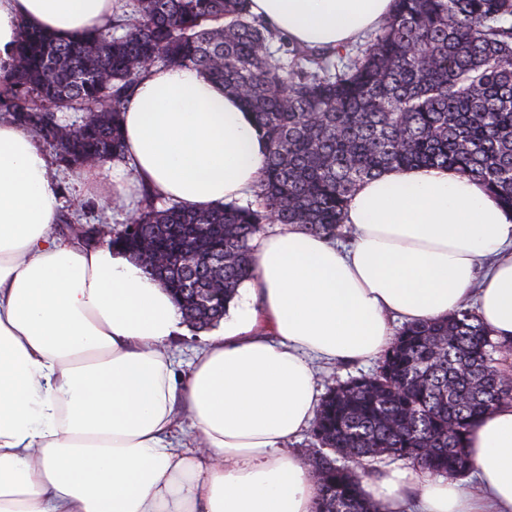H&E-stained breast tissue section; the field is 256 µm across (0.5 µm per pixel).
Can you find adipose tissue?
<instances>
[{"label":"adipose tissue","mask_w":512,"mask_h":512,"mask_svg":"<svg viewBox=\"0 0 512 512\" xmlns=\"http://www.w3.org/2000/svg\"><path fill=\"white\" fill-rule=\"evenodd\" d=\"M116 0H0V66L21 21L60 36L109 20ZM295 43L340 48L394 0H250ZM126 173L197 211L249 194L266 145L240 103L200 70L153 65L122 114ZM58 180L33 132L0 120V512H313L315 476L286 450L319 405L318 362L366 361L392 323L477 307L512 346V212L453 169L389 170L361 182L348 242L296 224L255 242V276L177 382L166 343L182 313L124 251L79 250L50 233ZM186 411L200 438L177 437ZM467 446L475 492L419 467L363 482L382 512H512V401Z\"/></svg>","instance_id":"adipose-tissue-1"}]
</instances>
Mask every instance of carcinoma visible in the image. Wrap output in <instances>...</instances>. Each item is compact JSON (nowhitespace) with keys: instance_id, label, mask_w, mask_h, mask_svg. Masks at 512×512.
<instances>
[{"instance_id":"1","label":"carcinoma","mask_w":512,"mask_h":512,"mask_svg":"<svg viewBox=\"0 0 512 512\" xmlns=\"http://www.w3.org/2000/svg\"><path fill=\"white\" fill-rule=\"evenodd\" d=\"M124 33L110 24L61 37L21 23L0 109L51 141L74 172L124 161L121 113L151 60L206 72L241 100L267 145L254 195L209 211L145 204L112 227L146 273L176 288L187 325L206 330L252 277L254 239L267 224L345 236L343 213L360 182L386 170L453 168L512 210V0H394L393 13L341 70V50L270 45L275 32L248 0H129ZM84 112L78 125L61 113ZM169 252L147 260L129 225ZM502 344L468 304L405 325L375 373L328 389L306 461L315 512H380L362 480L384 458L433 474L474 469L466 440L505 399L512 380L494 366Z\"/></svg>"}]
</instances>
